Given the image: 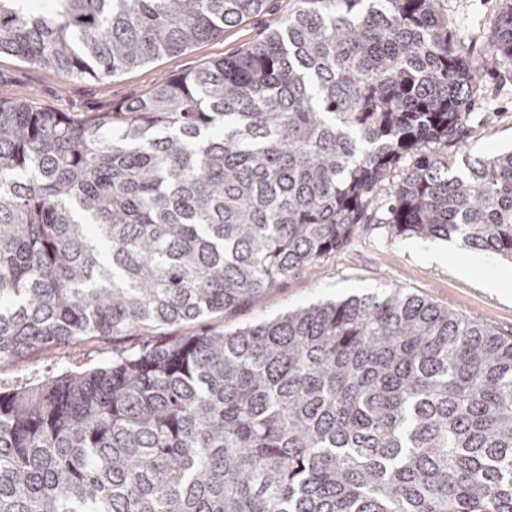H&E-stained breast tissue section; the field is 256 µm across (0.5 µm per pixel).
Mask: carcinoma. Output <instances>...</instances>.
Listing matches in <instances>:
<instances>
[{"instance_id":"1","label":"carcinoma","mask_w":512,"mask_h":512,"mask_svg":"<svg viewBox=\"0 0 512 512\" xmlns=\"http://www.w3.org/2000/svg\"><path fill=\"white\" fill-rule=\"evenodd\" d=\"M0 0V56L104 80L266 0ZM107 112L0 100V362L186 325L372 221L512 261V150L454 144L477 73L437 0H298ZM0 512H512V340L401 288L0 391Z\"/></svg>"}]
</instances>
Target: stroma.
Here are the masks:
<instances>
[{
  "label": "stroma",
  "mask_w": 512,
  "mask_h": 512,
  "mask_svg": "<svg viewBox=\"0 0 512 512\" xmlns=\"http://www.w3.org/2000/svg\"><path fill=\"white\" fill-rule=\"evenodd\" d=\"M505 0H439L452 32L464 49L481 55ZM297 0H266L260 14L225 29L222 36L186 52L164 57L100 82L68 78L43 66L0 57V99L34 97L60 112H105L133 99L165 74L196 70L263 39L291 14ZM464 134L452 147L456 158H489L512 148V61L482 70L474 85ZM385 196H377L369 224L356 227L347 246L329 259L288 278L247 305L182 326L136 331L127 336H86L29 354L22 362H0V386L10 388L79 371L202 332L233 331L318 301L380 294L401 288L455 310L512 340V296L486 290L483 281L512 261L465 246L459 238L421 239L392 232L384 224Z\"/></svg>",
  "instance_id": "1"
}]
</instances>
